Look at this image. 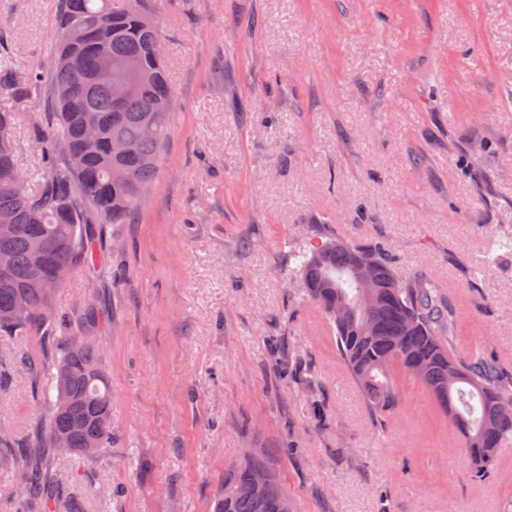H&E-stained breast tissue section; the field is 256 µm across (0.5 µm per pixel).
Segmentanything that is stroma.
<instances>
[{
  "mask_svg": "<svg viewBox=\"0 0 512 512\" xmlns=\"http://www.w3.org/2000/svg\"><path fill=\"white\" fill-rule=\"evenodd\" d=\"M176 99L159 179L71 270L57 316L93 329L112 392L96 457L36 447L38 332L0 336V423L39 469L0 512H214L224 466L277 448L299 512H512V454L473 482L418 382L376 427L322 313L284 275L326 230L449 290L463 343L512 363V0H146ZM60 0H0V53L46 72ZM22 169L45 85L12 102ZM25 352L31 367L14 363Z\"/></svg>",
  "mask_w": 512,
  "mask_h": 512,
  "instance_id": "stroma-1",
  "label": "stroma"
}]
</instances>
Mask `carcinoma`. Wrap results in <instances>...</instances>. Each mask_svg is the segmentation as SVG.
<instances>
[{
  "mask_svg": "<svg viewBox=\"0 0 512 512\" xmlns=\"http://www.w3.org/2000/svg\"><path fill=\"white\" fill-rule=\"evenodd\" d=\"M57 46L47 77L51 111L30 128L40 153L22 170L13 143L15 115L0 107V333L36 329L55 343L52 380L42 389L50 416L38 445L98 455L112 429V395L90 332L57 335L52 293L61 268L83 266L97 276V241L106 224H125L146 187L161 173L175 101L165 75L159 29L144 0H60ZM81 29L78 41L71 28ZM135 66H129L130 61ZM125 82L117 101L112 84ZM29 85L0 66V100L27 95ZM98 136L86 138L89 124ZM288 279L324 315L340 359L371 415L383 419L401 404L399 377L429 392L461 438L472 479L498 473L499 450L512 444V367L481 343L464 348L447 292L426 278L404 279L385 247L320 237L295 250ZM279 448L245 451L224 467L214 512H297L272 468ZM21 456L12 432L0 429V460ZM13 472L40 491L39 475L24 464Z\"/></svg>",
  "mask_w": 512,
  "mask_h": 512,
  "instance_id": "obj_1",
  "label": "carcinoma"
}]
</instances>
